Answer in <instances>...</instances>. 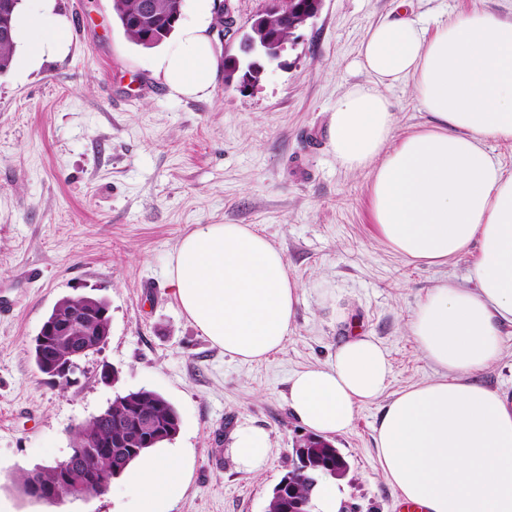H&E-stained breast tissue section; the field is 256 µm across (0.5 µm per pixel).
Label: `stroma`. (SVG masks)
Listing matches in <instances>:
<instances>
[{
  "instance_id": "stroma-1",
  "label": "stroma",
  "mask_w": 512,
  "mask_h": 512,
  "mask_svg": "<svg viewBox=\"0 0 512 512\" xmlns=\"http://www.w3.org/2000/svg\"><path fill=\"white\" fill-rule=\"evenodd\" d=\"M71 25L66 55L26 75L0 72V500L12 512H131L119 482L97 496L46 504L17 480L66 459L78 425L116 397L147 389L180 418L172 447L189 462L168 512H267L306 428L288 405L290 377L326 363L349 336L386 349L383 398L358 408L333 438L349 464L345 512H394L398 492L380 469L376 428L387 399L437 378L407 330L441 280L468 285L470 256L410 262L378 240L369 171H350L329 146L337 102L369 83L358 65L370 27L396 0H324L281 66L242 93L216 75L211 93H172L132 43L112 0H59ZM427 25L483 11L512 20V0H412ZM396 137L431 120L410 86L382 88ZM206 224H246L281 250L302 287L288 339L265 360L225 355L187 318L167 284L179 239ZM109 304L106 343L80 358L69 383L31 355L44 318L64 297ZM113 369L116 382L103 380ZM476 379L512 400V327ZM264 429L265 471H241L237 428Z\"/></svg>"
}]
</instances>
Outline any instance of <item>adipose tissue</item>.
<instances>
[{
    "label": "adipose tissue",
    "mask_w": 512,
    "mask_h": 512,
    "mask_svg": "<svg viewBox=\"0 0 512 512\" xmlns=\"http://www.w3.org/2000/svg\"><path fill=\"white\" fill-rule=\"evenodd\" d=\"M397 0L398 17L372 27L360 51L368 84L347 92L329 128L337 161L371 174V214L380 242L399 256L442 266L472 254L469 287L447 279L418 304L408 331L441 371L385 406L376 429L388 483L425 512H512V404L475 382L512 326V173L487 149L512 140V21L473 11L427 29ZM212 0H190V18L154 56L174 94L209 95L218 60ZM71 26L57 0H24L13 30L17 73L65 55ZM412 84L431 123L396 138L382 85ZM167 280L191 323L225 354L258 361L283 347L301 286L284 254L244 224H208L183 235ZM391 366L380 343L354 336L327 364L296 373L293 414L312 433L345 432L360 405L386 390ZM268 434L233 435L238 467L265 470ZM134 512H166L185 491L179 449L155 447L123 473Z\"/></svg>",
    "instance_id": "adipose-tissue-1"
}]
</instances>
